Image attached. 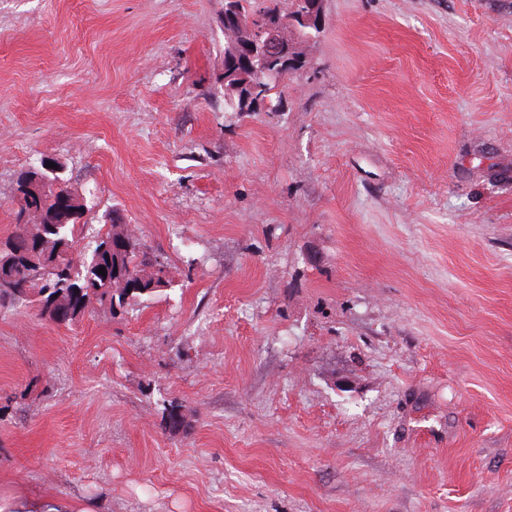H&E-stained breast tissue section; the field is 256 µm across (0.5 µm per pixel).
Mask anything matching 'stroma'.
<instances>
[{
    "label": "stroma",
    "mask_w": 512,
    "mask_h": 512,
    "mask_svg": "<svg viewBox=\"0 0 512 512\" xmlns=\"http://www.w3.org/2000/svg\"><path fill=\"white\" fill-rule=\"evenodd\" d=\"M224 0H0V242L46 159L171 280L0 307V486L101 512H512V0H324L277 110ZM185 416L176 432L170 406Z\"/></svg>",
    "instance_id": "obj_1"
}]
</instances>
